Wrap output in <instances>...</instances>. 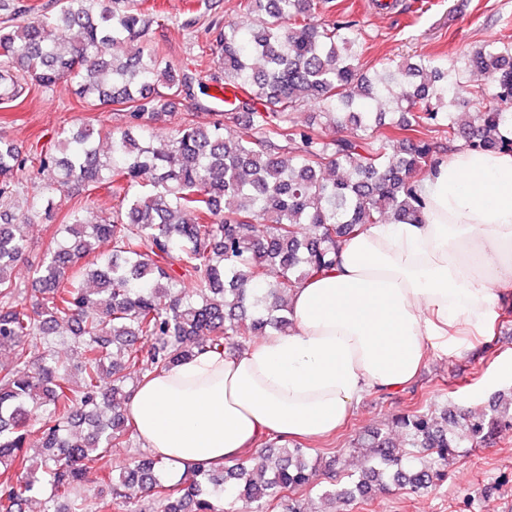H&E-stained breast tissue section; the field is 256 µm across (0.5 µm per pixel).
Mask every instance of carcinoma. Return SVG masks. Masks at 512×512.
<instances>
[{
  "mask_svg": "<svg viewBox=\"0 0 512 512\" xmlns=\"http://www.w3.org/2000/svg\"><path fill=\"white\" fill-rule=\"evenodd\" d=\"M238 9L266 20L215 31L211 54L236 91L207 125L189 117L163 148L154 137L190 80L217 81L199 56L195 77L178 73L147 36L156 16L138 0H52L21 27H0V101H15L63 80L92 106L125 107V128L111 132L112 155L100 153L103 129L87 125L32 155L0 133V203L8 204L15 173L27 165L46 174L44 210L52 194L107 184L118 202L112 216L88 224L80 208L62 225V239L33 270L32 288L12 272L26 250L21 224H0V512H23L29 497L50 490L44 512H268L288 492L313 485L307 449L270 439L231 466H187L175 484L163 464L145 458L120 468L118 480L93 504L84 488L97 483L110 449L122 444L126 404L137 384L205 349L236 352L251 336L290 324L288 294L336 268L341 244L367 224L421 214L416 181L439 162L431 131L477 151L512 150V42L480 45L446 65L428 56L385 64L369 77L364 45L352 24L315 20L316 0H239ZM122 43V55L111 47ZM477 71L495 84L498 105L461 127L451 107L463 101V75ZM321 108L332 125H350L348 139L326 141L318 118L300 126L293 113ZM401 115L397 138L382 135L387 112ZM244 125V136L223 133ZM279 280L265 281L268 267ZM194 283L187 290L184 283ZM67 329L80 361L77 373L52 348ZM108 414H103V411ZM46 418L35 431L37 413ZM414 451L394 452L392 434L374 433L356 480L337 485L333 468L321 498L332 512L356 497L396 485L414 493L441 477L455 448H477L512 427V397L477 415L416 410L393 421ZM30 448L40 452L31 454ZM138 487L148 504H133Z\"/></svg>",
  "mask_w": 512,
  "mask_h": 512,
  "instance_id": "carcinoma-1",
  "label": "carcinoma"
}]
</instances>
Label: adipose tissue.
<instances>
[{
	"instance_id": "obj_1",
	"label": "adipose tissue",
	"mask_w": 512,
	"mask_h": 512,
	"mask_svg": "<svg viewBox=\"0 0 512 512\" xmlns=\"http://www.w3.org/2000/svg\"><path fill=\"white\" fill-rule=\"evenodd\" d=\"M419 191L420 217L367 225L335 274L295 288L292 331L139 383L127 413L144 448L177 471L237 459L262 431L317 440L365 394L407 387L429 355L492 335L512 298V153L457 150Z\"/></svg>"
}]
</instances>
